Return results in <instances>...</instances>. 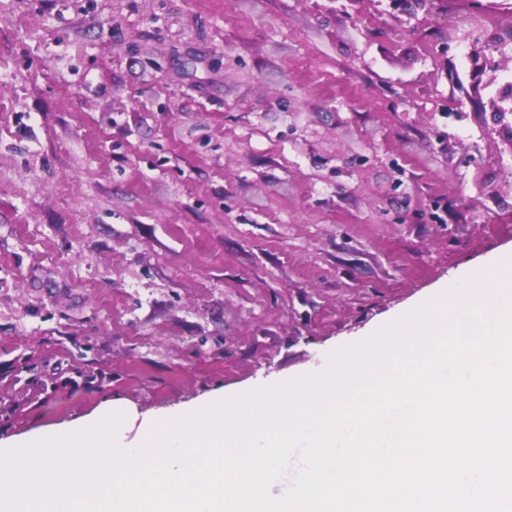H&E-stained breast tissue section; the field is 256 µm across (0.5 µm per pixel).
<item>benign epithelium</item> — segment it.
Returning a JSON list of instances; mask_svg holds the SVG:
<instances>
[{
    "label": "benign epithelium",
    "instance_id": "obj_1",
    "mask_svg": "<svg viewBox=\"0 0 512 512\" xmlns=\"http://www.w3.org/2000/svg\"><path fill=\"white\" fill-rule=\"evenodd\" d=\"M388 15L408 13L411 7L433 12L439 9L442 0H387ZM474 24L468 32L470 41V85L475 92L485 91L488 94L487 105L493 125L507 127L512 124V82L500 78L503 70L501 57L504 56V43H493L488 40L477 21L492 11L486 0H471Z\"/></svg>",
    "mask_w": 512,
    "mask_h": 512
}]
</instances>
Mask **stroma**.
<instances>
[{"mask_svg":"<svg viewBox=\"0 0 512 512\" xmlns=\"http://www.w3.org/2000/svg\"><path fill=\"white\" fill-rule=\"evenodd\" d=\"M0 0V439L284 383L512 252L468 0Z\"/></svg>","mask_w":512,"mask_h":512,"instance_id":"35a3bbf8","label":"stroma"}]
</instances>
